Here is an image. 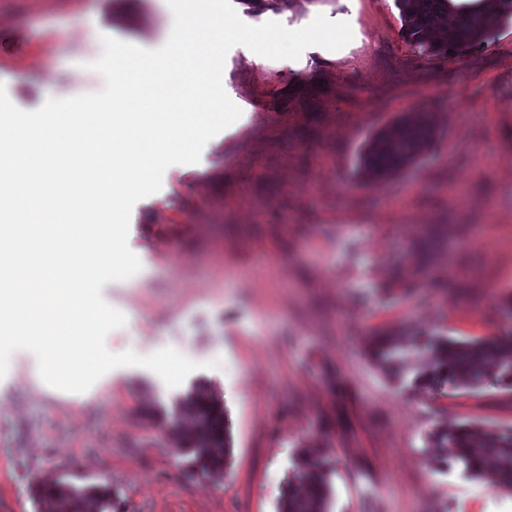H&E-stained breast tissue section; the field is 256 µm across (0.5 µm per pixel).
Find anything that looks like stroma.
Returning <instances> with one entry per match:
<instances>
[{
	"label": "stroma",
	"instance_id": "obj_1",
	"mask_svg": "<svg viewBox=\"0 0 512 512\" xmlns=\"http://www.w3.org/2000/svg\"><path fill=\"white\" fill-rule=\"evenodd\" d=\"M250 25L349 23L344 48L254 63L233 47L238 121L195 165H173L133 208L142 267L106 284L126 323L113 352L172 347L228 416L222 477L189 471L159 408L184 387L121 367L87 392L41 386L16 354L0 380V512H37L56 475L111 488L112 512H278L301 460L324 471L329 512H512V492L439 466L437 426L512 425V390L437 391L374 355L376 336L512 334V19L484 46L427 59L395 0H231ZM168 39L162 0H0V82L32 111L101 90L78 60L102 36ZM430 113L432 148L383 181L357 173L376 131Z\"/></svg>",
	"mask_w": 512,
	"mask_h": 512
}]
</instances>
